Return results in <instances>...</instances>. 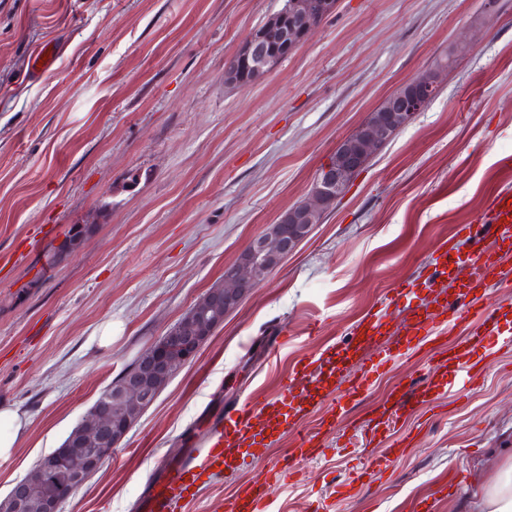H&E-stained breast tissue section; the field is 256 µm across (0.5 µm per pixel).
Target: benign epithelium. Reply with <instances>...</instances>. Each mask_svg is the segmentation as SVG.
<instances>
[{"label":"benign epithelium","mask_w":512,"mask_h":512,"mask_svg":"<svg viewBox=\"0 0 512 512\" xmlns=\"http://www.w3.org/2000/svg\"><path fill=\"white\" fill-rule=\"evenodd\" d=\"M336 0H285L284 6L255 27L224 68V83L252 85L268 75L284 59L309 40L325 18L334 12ZM439 88V71H427L382 103L349 135L341 139L310 187L308 200L284 213L274 224L252 238L239 260L224 273V282L208 290L185 318L153 342L144 357L127 370L112 389V405L96 414L95 423L70 441L75 452L56 456L44 467L42 485L17 482L7 495L11 512H60L69 495L66 488L80 486L87 474L98 471L106 459L100 451L110 441L118 445L130 430L112 418V409L138 414L157 398V388L168 381L172 367L192 359L223 323L270 272L312 232L327 208L340 199L353 176L395 134L422 111ZM85 241V226L72 227L62 247L73 252Z\"/></svg>","instance_id":"benign-epithelium-1"}]
</instances>
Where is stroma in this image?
Returning <instances> with one entry per match:
<instances>
[{
	"mask_svg": "<svg viewBox=\"0 0 512 512\" xmlns=\"http://www.w3.org/2000/svg\"><path fill=\"white\" fill-rule=\"evenodd\" d=\"M283 0H0V403L30 417L0 499L58 448L99 394L223 282L248 242L303 202L336 144L405 82L452 51L438 94L351 180L311 236L255 288L143 411L63 512H143L151 482L199 447L212 419L281 399L288 373L335 345L338 374L263 455L225 465L186 512L224 502L282 465L299 431L334 420L322 453L268 489L269 512H472L494 459L512 465V352L473 388L426 402L400 432L414 445L337 500L364 462L355 425L393 390L427 389L446 341L408 345L422 308L497 307L512 336V287L476 295L435 263L442 242L512 190V0H338L311 38L250 86L224 66ZM55 42L51 73L29 56ZM93 229L48 263L69 227ZM412 290L397 295L399 284ZM388 315L362 346L353 329ZM112 324V346L93 340ZM391 362L342 411L340 380Z\"/></svg>",
	"mask_w": 512,
	"mask_h": 512,
	"instance_id": "35a3bbf8",
	"label": "stroma"
}]
</instances>
